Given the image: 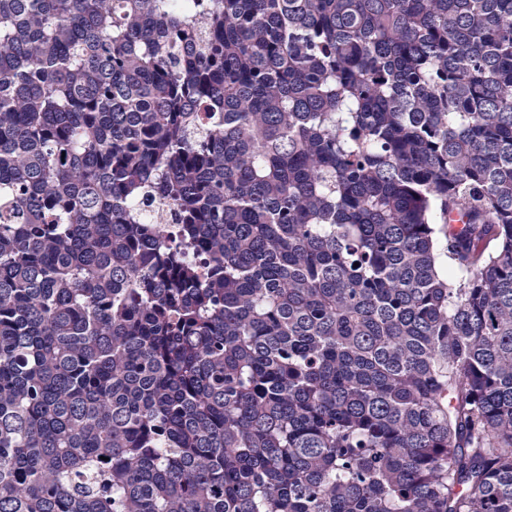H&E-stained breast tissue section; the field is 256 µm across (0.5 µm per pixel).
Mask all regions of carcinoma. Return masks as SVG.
<instances>
[{"instance_id": "obj_1", "label": "carcinoma", "mask_w": 512, "mask_h": 512, "mask_svg": "<svg viewBox=\"0 0 512 512\" xmlns=\"http://www.w3.org/2000/svg\"><path fill=\"white\" fill-rule=\"evenodd\" d=\"M0 512H512V0H0Z\"/></svg>"}]
</instances>
